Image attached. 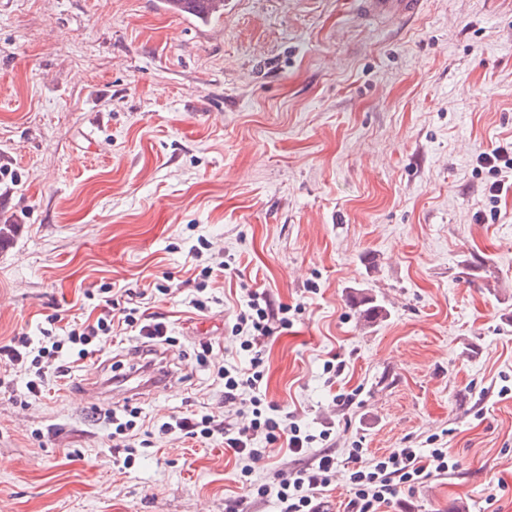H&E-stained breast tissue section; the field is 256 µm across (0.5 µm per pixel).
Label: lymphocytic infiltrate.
I'll list each match as a JSON object with an SVG mask.
<instances>
[{"label": "lymphocytic infiltrate", "mask_w": 512, "mask_h": 512, "mask_svg": "<svg viewBox=\"0 0 512 512\" xmlns=\"http://www.w3.org/2000/svg\"><path fill=\"white\" fill-rule=\"evenodd\" d=\"M275 317L264 294L248 292L232 326L233 333L240 337L243 359L237 364L219 366L217 370L224 381L225 404L234 407L238 414L250 415L247 426L233 428L212 414L182 412L169 416L157 432L166 438H190L202 444L214 436H222L225 448L231 449L243 463L241 477L249 492L275 497L276 512H319L316 500L336 472V456L331 449H320L315 465L293 470L276 486L259 484L252 478L250 463L261 456V443L272 444L283 437L290 451L300 455L315 441L314 435L302 433L298 424L275 415L272 405L266 404L263 398L260 367ZM56 323V318H48L38 336H16L9 345L0 347V355L5 358L0 365V388H11L12 376L19 374L25 378L24 397H42L48 376L60 380L70 378L73 363L95 356L100 342L118 327L135 329L141 345L149 349L175 341L165 322L144 316L136 307L116 308L109 298L105 299L94 323H69L62 329ZM141 415L140 407L127 404L106 415L112 427L113 446L124 450L123 464L127 467L135 461L130 439L140 425ZM348 457L354 464L346 474V481L354 494L355 512H378L381 504L401 489H414L423 478L448 473L455 466L444 448H400L370 459L363 458L361 449L352 448Z\"/></svg>", "instance_id": "1"}]
</instances>
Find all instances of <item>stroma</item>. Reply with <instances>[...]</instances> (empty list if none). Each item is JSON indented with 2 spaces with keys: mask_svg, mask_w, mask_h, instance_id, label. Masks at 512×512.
Listing matches in <instances>:
<instances>
[{
  "mask_svg": "<svg viewBox=\"0 0 512 512\" xmlns=\"http://www.w3.org/2000/svg\"><path fill=\"white\" fill-rule=\"evenodd\" d=\"M355 4L234 0L199 33L161 0H0V224L16 227L0 345L150 288L179 381L138 399L147 424L220 417L224 382L196 349L240 361L235 314L262 292L288 310L265 400L338 457L323 512L351 510L352 448L457 463L380 512H512V0H424L399 21ZM201 238L213 248L196 258ZM362 293L381 307L369 320ZM136 344L104 339L29 405L0 392V512H272L219 437L141 431L123 468L99 417L112 401L81 388ZM315 458L282 439L253 477L274 485Z\"/></svg>",
  "mask_w": 512,
  "mask_h": 512,
  "instance_id": "obj_1",
  "label": "stroma"
}]
</instances>
